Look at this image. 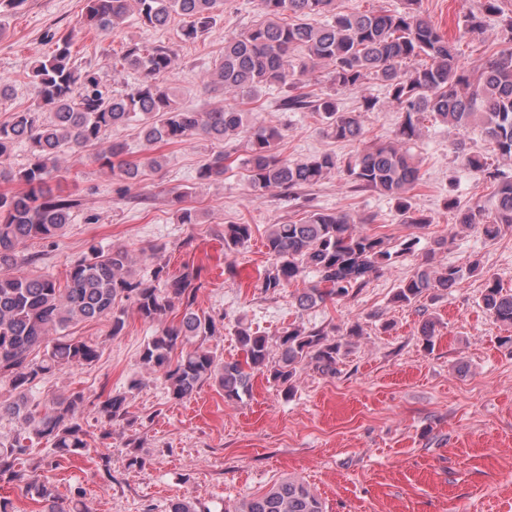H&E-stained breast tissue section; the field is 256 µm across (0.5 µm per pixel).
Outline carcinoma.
<instances>
[{
	"instance_id": "obj_1",
	"label": "carcinoma",
	"mask_w": 512,
	"mask_h": 512,
	"mask_svg": "<svg viewBox=\"0 0 512 512\" xmlns=\"http://www.w3.org/2000/svg\"><path fill=\"white\" fill-rule=\"evenodd\" d=\"M260 2L264 20L224 40V56L207 72V84L250 96L267 86L286 87L283 106L289 111L314 112L328 137L361 142L364 129L358 113L342 111L330 95H312L302 77L322 64L327 81L347 91L359 90L373 78L399 115L396 139L372 142L346 160L328 152L288 160L276 151L281 131L248 124L243 110L195 112L181 107L165 84L177 60L171 47L136 42L127 46L124 67L138 75V83L111 97L95 73L82 72L70 63L71 38L61 37L56 53L37 60L31 71L38 108L15 112L0 124V160L18 143L33 147L26 168L15 172L0 164V181L21 185L18 191L0 193V384H7L12 393L10 400L0 402V416L7 414L17 423L15 436L0 440V483L20 480L16 466L44 441L62 457H79L87 451L80 411L89 397L73 391L46 402L36 389L56 370L97 361V347L68 328L108 318L111 334L117 336L125 325L124 310L118 308L123 302L132 303L144 321L161 325L145 342L139 364L159 375L176 401L191 398L210 382L225 398L240 400L249 393L255 372L291 391L306 365L323 375L336 374L349 338L360 335L357 324L346 329L345 337L334 339L322 327L293 322L281 331L274 353L266 335L239 325L235 336L246 360L228 362L206 346L224 330V319L194 309L204 287L201 266L187 265L172 275L159 262L152 278L145 280L137 277L129 250H106L92 243L69 265L62 281L29 269L34 259L24 254L27 243L56 238L76 207V200L54 194L51 182L57 178L59 159L69 151L96 145L114 128L140 123L150 150L194 135L217 142L242 140L245 153L235 161L247 172L255 196L270 190L291 196L336 172L356 192L375 191L394 200L399 223L422 230L430 219L411 202L421 174L409 144L420 137L426 121L464 130L477 120L491 155L468 152L461 144L457 153L462 165L492 188V209L463 204L452 193L445 207L457 223L487 238L512 228V46L493 51L482 66L468 70L459 63L457 42L421 16L417 0L365 13L340 12L336 0ZM501 2L481 0V9L467 17L465 32H479L485 16L502 13ZM223 5L224 0H84L82 18L85 26L107 34L131 15L150 28L164 27L178 15L186 22L183 36L195 39L215 22ZM285 14L293 22H284ZM299 49L303 56L296 59L293 53ZM124 152L123 144L113 143L97 154V160L132 182L140 164L121 159ZM230 158L222 151L213 154L199 168L198 180L223 176ZM252 234L250 224L224 225V250H239ZM419 244L420 236L411 233L394 249L380 234L355 230L349 215L314 207L298 221L269 226L265 247L271 263L260 288L276 294L313 273L315 283L297 297L299 309L305 310L327 299L356 295L371 276L414 254ZM463 277V270L454 265H420L401 282L393 301L410 306L431 291L455 287ZM480 303L496 322L512 329V293L503 291L495 278L486 279ZM40 346L42 356H31ZM126 400L124 394L110 393L98 402L104 423L126 419ZM22 491L43 503L42 512H85L81 487L70 491L66 505L47 478L25 483ZM234 512H323V506L307 484L288 479L242 502Z\"/></svg>"
}]
</instances>
